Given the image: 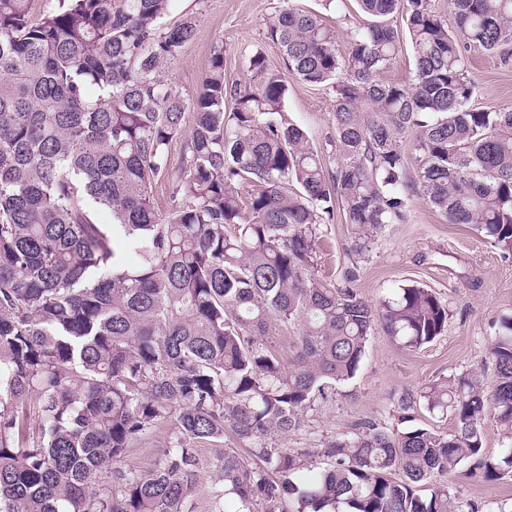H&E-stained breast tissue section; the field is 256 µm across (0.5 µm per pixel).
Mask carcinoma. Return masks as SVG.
Instances as JSON below:
<instances>
[{
    "label": "carcinoma",
    "instance_id": "obj_1",
    "mask_svg": "<svg viewBox=\"0 0 512 512\" xmlns=\"http://www.w3.org/2000/svg\"><path fill=\"white\" fill-rule=\"evenodd\" d=\"M172 2L61 0L34 19L31 0H0V512H182L201 470L186 442L228 433L250 458L224 449L218 512H286L289 497L294 512H477L435 477L466 462L512 476V444L490 456L483 434L490 416L512 439V316L491 341L493 382L466 372L400 397L406 415H452V431L364 421L320 448L276 442L354 378L374 331L411 351L444 332L426 288L377 303L355 288L411 195L512 255V107L472 105L466 57L512 61V0H357L368 21L343 51L319 13L285 9L265 38L286 72L258 49L262 80L242 86L218 52L190 103L162 77L194 35L161 28ZM405 38L412 75L386 81ZM291 80L332 90L331 172L286 110ZM338 209L353 246L336 283L318 266ZM275 325L297 330L288 369ZM164 421L175 440L154 467L119 468Z\"/></svg>",
    "mask_w": 512,
    "mask_h": 512
}]
</instances>
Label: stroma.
Wrapping results in <instances>:
<instances>
[{
  "mask_svg": "<svg viewBox=\"0 0 512 512\" xmlns=\"http://www.w3.org/2000/svg\"><path fill=\"white\" fill-rule=\"evenodd\" d=\"M293 6L318 10L317 0H174L167 23L190 21L194 36L182 54L171 61L164 76L185 100L199 93L214 53L223 52L227 81L256 85L248 67L251 51L262 50L270 68L279 70V49L264 37L265 21L278 10ZM469 71L479 107H512V68L480 51H470ZM286 108L301 123L328 169H335L329 133L332 97L328 89L291 83ZM351 231L343 213L324 226L320 243V273L339 275L349 262ZM416 284L431 289L448 307V324L426 347L409 352L388 336L369 338L361 367L332 398L317 402L304 413V431L289 436L292 448H315L324 440L353 431L362 421L398 426L397 401L402 393L419 392L441 377L466 371L493 378L489 359L491 339L501 315L512 313V258L502 257L490 241L468 226L449 224L421 196L409 200L404 224L388 225L372 251L360 263L357 286L370 301L395 288ZM173 440L170 423L157 425L143 436L120 463L127 471L150 470L160 452ZM462 499L484 505L489 512L512 503V477L493 483L462 474L452 475Z\"/></svg>",
  "mask_w": 512,
  "mask_h": 512,
  "instance_id": "stroma-1",
  "label": "stroma"
}]
</instances>
